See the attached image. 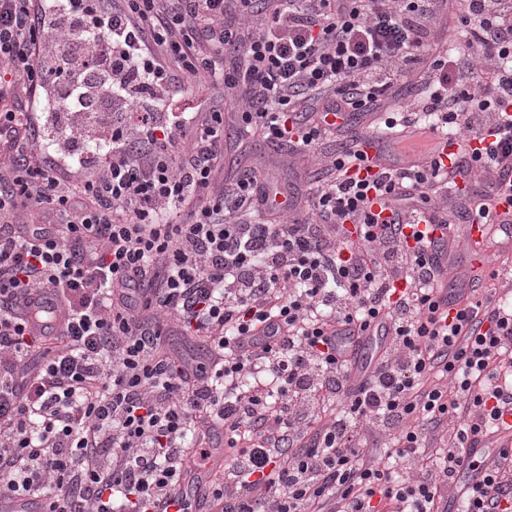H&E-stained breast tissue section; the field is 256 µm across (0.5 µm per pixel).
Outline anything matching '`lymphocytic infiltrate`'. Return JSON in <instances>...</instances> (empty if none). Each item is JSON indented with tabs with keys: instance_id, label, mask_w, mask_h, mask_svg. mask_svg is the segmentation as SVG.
Returning a JSON list of instances; mask_svg holds the SVG:
<instances>
[{
	"instance_id": "f902f5d3",
	"label": "lymphocytic infiltrate",
	"mask_w": 512,
	"mask_h": 512,
	"mask_svg": "<svg viewBox=\"0 0 512 512\" xmlns=\"http://www.w3.org/2000/svg\"><path fill=\"white\" fill-rule=\"evenodd\" d=\"M239 2L228 22L224 0H0V512H159L213 426L220 512H447L467 470L463 512H512V448L482 446L512 409V304L478 274L441 298V250L402 232L495 214L457 183L512 164V0H457L466 53L387 117L434 0ZM216 87L242 135L341 137L311 220L269 180L218 182L224 111L184 102ZM370 112L454 131L450 171L375 168L352 130ZM44 289L68 315L51 353L21 313ZM168 317L208 364L166 351ZM343 333L376 338L371 368Z\"/></svg>"
}]
</instances>
